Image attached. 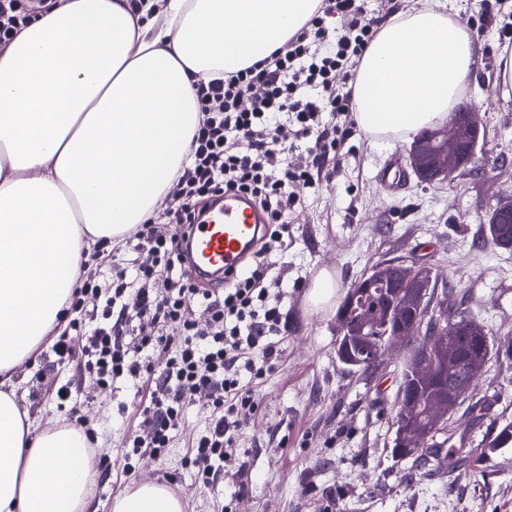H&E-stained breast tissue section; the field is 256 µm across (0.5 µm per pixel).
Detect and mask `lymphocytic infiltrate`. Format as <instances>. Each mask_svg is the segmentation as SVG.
<instances>
[{
    "instance_id": "1",
    "label": "lymphocytic infiltrate",
    "mask_w": 512,
    "mask_h": 512,
    "mask_svg": "<svg viewBox=\"0 0 512 512\" xmlns=\"http://www.w3.org/2000/svg\"><path fill=\"white\" fill-rule=\"evenodd\" d=\"M337 15L347 25L335 36L328 23ZM376 34L359 0H320L286 48L224 78L196 80L202 117L166 195L170 223L142 224L126 243L135 256L132 269L116 271L109 289L81 264L69 306L73 317L53 351L58 362L92 374L98 385L123 376L137 382L136 413L150 432L133 438L132 455H164L184 411L202 395L210 403L209 422L187 458L196 482L219 483L235 461L241 416L258 407L255 386L278 360L275 338L285 326L264 254L286 244V216L297 203L292 185H315L336 173L335 156L356 132V65ZM326 112L335 115L334 124L323 123ZM301 142L313 153L315 169L289 167L285 155ZM232 192L266 212L268 231L261 252L230 285L204 288L185 267L178 228ZM130 275L140 284L131 309L122 302ZM101 293L103 323L87 329L80 317L85 299ZM195 303L208 310L207 327L188 319ZM75 334L85 339L82 349L72 345ZM150 350L167 352L164 365L142 359Z\"/></svg>"
}]
</instances>
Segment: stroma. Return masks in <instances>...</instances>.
<instances>
[{
	"label": "stroma",
	"instance_id": "stroma-1",
	"mask_svg": "<svg viewBox=\"0 0 512 512\" xmlns=\"http://www.w3.org/2000/svg\"><path fill=\"white\" fill-rule=\"evenodd\" d=\"M458 19L482 47V66L461 97L479 106L476 158L452 181L428 185L415 175L388 184L381 171L408 165L411 136L371 138L356 132L342 147L330 182L297 185L300 198L289 217L288 247L273 255L271 275L282 293L286 325L281 358L258 385L259 407L245 412L235 463L212 487L197 486L186 462L191 443L208 423L198 398L172 433L166 455L142 457L134 474L122 473L124 444L146 435L132 420L138 396L119 379L98 388L56 364L51 343L35 361L18 367V393L41 410L42 426L65 420L57 389L71 384L69 405L99 442L95 486L98 512H111L113 498L132 484L176 477L185 512H512V447L490 453L480 464L444 456L429 476L408 482L411 460L391 455V414L406 355L397 348L376 371L360 375L336 357V312L311 310L306 294L321 270L340 291L382 259L412 257L429 263L458 285L464 303L496 338H512V254L484 242L490 205L512 191V98L495 89L499 36L512 28V0H503L493 23L480 20L473 0H459ZM474 398L488 409L474 418L459 408L448 416L455 439L475 449L495 436L501 420L512 421V361L489 363Z\"/></svg>",
	"mask_w": 512,
	"mask_h": 512
}]
</instances>
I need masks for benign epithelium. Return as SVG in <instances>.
I'll use <instances>...</instances> for the list:
<instances>
[{
    "label": "benign epithelium",
    "mask_w": 512,
    "mask_h": 512,
    "mask_svg": "<svg viewBox=\"0 0 512 512\" xmlns=\"http://www.w3.org/2000/svg\"><path fill=\"white\" fill-rule=\"evenodd\" d=\"M481 122L474 106H459L448 120L420 132L408 156L413 173L423 182H445L465 172L474 162L479 147ZM490 223L512 222V194L501 195L489 209ZM435 270L428 263L406 259H383L365 275V286L390 287L384 321L394 325L375 344L368 336L376 322V311L367 309L356 291L348 289V304L356 319L346 313L336 318V350L341 363L359 371L376 370L394 345L408 348L405 359L409 380L430 383L448 379L447 387L420 396L412 389H401L395 402L397 443L420 448L433 435L447 428L448 414L468 397L471 388L455 382L458 342L467 337L471 325L448 322V299L432 292Z\"/></svg>",
    "instance_id": "obj_1"
}]
</instances>
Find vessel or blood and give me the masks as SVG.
Here are the masks:
<instances>
[{"mask_svg":"<svg viewBox=\"0 0 512 512\" xmlns=\"http://www.w3.org/2000/svg\"><path fill=\"white\" fill-rule=\"evenodd\" d=\"M265 222L246 195H228L212 204L186 229L190 272L212 280L232 279L244 270Z\"/></svg>","mask_w":512,"mask_h":512,"instance_id":"1","label":"vessel or blood"}]
</instances>
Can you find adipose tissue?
Here are the masks:
<instances>
[{"mask_svg":"<svg viewBox=\"0 0 512 512\" xmlns=\"http://www.w3.org/2000/svg\"><path fill=\"white\" fill-rule=\"evenodd\" d=\"M318 0H52L0 49V512H94L83 431L40 426L13 378L50 336L91 244L155 216L201 117L194 82L283 47ZM447 4L406 6L357 66L370 137L447 119L481 66ZM112 512H183L143 481Z\"/></svg>","mask_w":512,"mask_h":512,"instance_id":"obj_1","label":"adipose tissue"}]
</instances>
